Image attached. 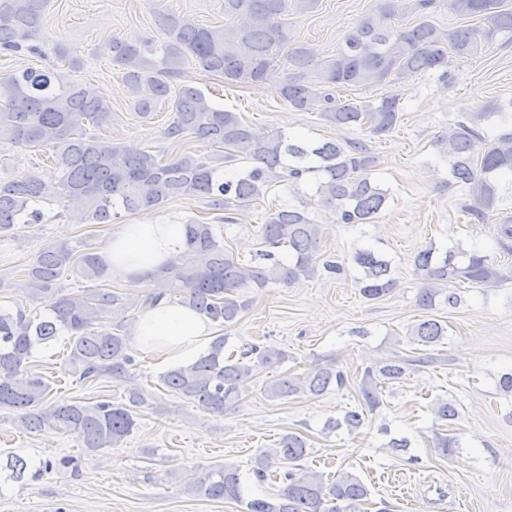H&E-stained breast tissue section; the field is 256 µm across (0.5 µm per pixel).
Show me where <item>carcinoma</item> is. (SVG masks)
I'll use <instances>...</instances> for the list:
<instances>
[{"instance_id":"carcinoma-1","label":"carcinoma","mask_w":512,"mask_h":512,"mask_svg":"<svg viewBox=\"0 0 512 512\" xmlns=\"http://www.w3.org/2000/svg\"><path fill=\"white\" fill-rule=\"evenodd\" d=\"M505 2L448 0L456 16L482 19L480 24L448 30L430 21L440 0H384L380 15L362 20L329 59L314 60L302 44L292 47L286 56L292 71L285 73L277 93L294 111H308L318 100L323 102L321 116L326 122L387 136L401 118L399 95L355 104L341 101L334 92L396 84L428 71L447 78L449 58L473 56L497 35L512 33V7H505ZM315 5L316 0H224V24L217 26L200 25L167 11L159 17L165 33L161 45L118 38L108 45L112 65L123 71L139 114L155 111L171 97L174 85L181 84L164 138L181 145L193 135L223 152L228 162L251 163L231 177L221 174L212 158L183 151L165 162L148 150L129 151L87 132V123L97 129L108 126L112 109L105 99L89 96L79 82L59 70L28 67L1 75L0 148H51L57 177L46 180L25 174L0 182V240L13 238L18 225L39 220L37 205L42 202L80 201L81 208L74 215L78 224H110L122 210L156 208L186 195L205 199L212 209L222 211L234 202L261 200L280 171L292 180L313 175L317 193L325 205L334 208L337 223H374L387 204L389 191L372 179L374 160L364 142L291 143L278 130L254 128L239 113L212 104L190 83L185 71L188 63L231 82H265L279 49L290 44L285 16L303 15ZM45 7L46 0H0V49L36 51L26 42L41 32ZM407 12L418 19L398 23ZM495 116L499 124L491 136L467 118L439 141L448 154L453 183L469 196L470 204L463 212L478 221L503 201L502 184H512V113L494 106L481 119ZM261 235L266 249L259 253V261L244 263L224 249L213 225L188 223L184 249L151 277L168 288L181 289L178 303L230 328L249 307L245 289H261L269 283L292 285L314 276L320 267L336 274L344 270L342 261L317 265L321 227L303 211L274 213L262 225ZM279 248L288 250V261L276 257ZM460 255L465 260H458ZM460 255L448 251L436 257L432 248L417 252L413 264L424 281L417 295L419 307L433 308L442 286H450L445 302L454 307L461 300L451 288L457 282L497 285L512 280V268L498 266L478 251ZM351 261L362 270L359 284L364 298L376 300L395 288L390 262L383 255L362 248ZM66 267L89 283L110 278L95 247L86 246L78 255L68 246H49L29 264L22 288L33 300L52 296L51 316L40 318L21 308L14 312L0 309V411L13 413L17 425L27 432L51 424L78 438L85 452L94 454L117 446L132 433L135 411L148 405L149 394L133 388L120 403L74 401L46 408L52 387L42 373L31 369L33 351L66 331L72 344L63 362L64 374L81 382L106 376L122 379L133 366L126 338L120 334L127 313L156 305L166 292L132 299L97 287L71 291L60 284ZM447 332L438 320L426 319L414 326L412 339L423 346L435 345ZM225 341L223 335L214 338L206 353L188 365L161 373L159 383L174 396L222 415L240 401L248 382L286 358L283 352L256 343H246L226 355ZM410 365L411 360L397 357L367 367L360 389L362 403L345 411L336 427L353 430L362 426L365 412L372 413L383 403L381 387L402 380ZM347 383V373L329 361L303 373L268 380L264 394L280 400L299 394L320 396ZM434 414L450 425L462 418L451 400L437 402ZM307 456L308 439L290 431L280 437L277 447L255 461L249 479L258 485L268 482L271 465L285 467L286 485L275 497L246 495L239 467L229 463L196 470L184 489L195 497L233 501L241 512H360L369 495L362 480L345 471L327 483L303 465Z\"/></svg>"}]
</instances>
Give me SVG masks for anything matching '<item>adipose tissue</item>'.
Wrapping results in <instances>:
<instances>
[{"instance_id": "1", "label": "adipose tissue", "mask_w": 512, "mask_h": 512, "mask_svg": "<svg viewBox=\"0 0 512 512\" xmlns=\"http://www.w3.org/2000/svg\"><path fill=\"white\" fill-rule=\"evenodd\" d=\"M184 243V225L146 218L123 225L104 243L101 255L113 277H144L180 251ZM211 334L210 322L196 311L163 301L143 312L134 339L141 348L181 366L207 349Z\"/></svg>"}]
</instances>
